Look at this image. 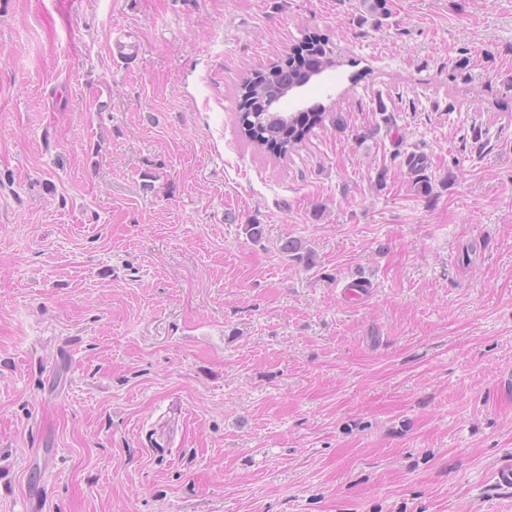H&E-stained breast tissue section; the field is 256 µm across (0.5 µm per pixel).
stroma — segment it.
I'll return each instance as SVG.
<instances>
[{
	"mask_svg": "<svg viewBox=\"0 0 512 512\" xmlns=\"http://www.w3.org/2000/svg\"><path fill=\"white\" fill-rule=\"evenodd\" d=\"M370 4L0 0V512H512V0ZM295 52V53H294ZM301 52V55H300ZM327 52L323 42L306 37L284 60L275 67L272 74L265 71H255L243 82V96L247 101V109L253 112H239V124L245 137L259 149L272 150L277 155H286L295 144L300 143L316 126L325 119V112L319 105L307 108L312 112H292L294 115L288 121L276 120L267 112L272 99L288 94L310 71L301 70L308 62L323 64ZM303 58V60H302ZM298 114V115H297Z\"/></svg>",
	"mask_w": 512,
	"mask_h": 512,
	"instance_id": "stroma-1",
	"label": "stroma"
}]
</instances>
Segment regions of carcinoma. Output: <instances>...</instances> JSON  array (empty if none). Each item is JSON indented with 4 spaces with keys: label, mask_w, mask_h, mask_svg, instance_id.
Listing matches in <instances>:
<instances>
[{
    "label": "carcinoma",
    "mask_w": 512,
    "mask_h": 512,
    "mask_svg": "<svg viewBox=\"0 0 512 512\" xmlns=\"http://www.w3.org/2000/svg\"><path fill=\"white\" fill-rule=\"evenodd\" d=\"M327 52L324 44L306 37L288 54L285 64L275 67L272 73L256 71L243 82L242 96L247 100L248 112L239 115V124L245 137L259 149L286 155L325 119L322 107L314 105L309 112H300L277 120L269 112L271 101L288 93L309 71L307 63L323 64Z\"/></svg>",
    "instance_id": "cac0c4a2"
}]
</instances>
